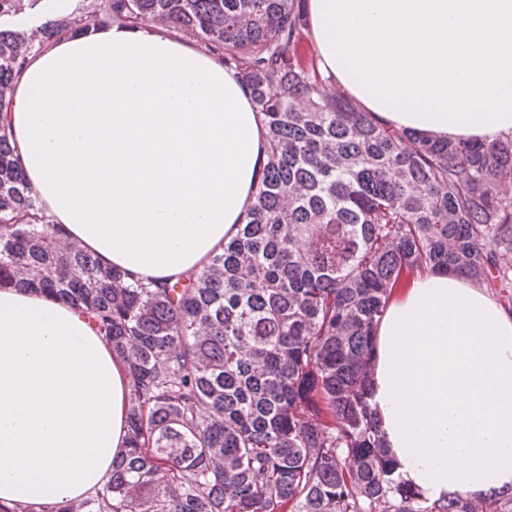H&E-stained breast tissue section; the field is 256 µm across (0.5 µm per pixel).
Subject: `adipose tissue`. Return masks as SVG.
Returning a JSON list of instances; mask_svg holds the SVG:
<instances>
[{"label":"adipose tissue","instance_id":"adipose-tissue-1","mask_svg":"<svg viewBox=\"0 0 512 512\" xmlns=\"http://www.w3.org/2000/svg\"><path fill=\"white\" fill-rule=\"evenodd\" d=\"M319 71L397 129L512 131V0H307ZM0 115L55 224L101 263L162 282L235 237L266 163L237 71L171 27L121 23L36 52ZM369 402L401 480L433 503L512 490V314L425 272L380 318ZM124 361L82 309L0 288V503L94 495L126 444Z\"/></svg>","mask_w":512,"mask_h":512}]
</instances>
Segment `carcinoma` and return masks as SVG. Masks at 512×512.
Segmentation results:
<instances>
[{
  "label": "carcinoma",
  "mask_w": 512,
  "mask_h": 512,
  "mask_svg": "<svg viewBox=\"0 0 512 512\" xmlns=\"http://www.w3.org/2000/svg\"><path fill=\"white\" fill-rule=\"evenodd\" d=\"M112 20L224 54L262 114L246 224L199 274L141 283L47 222L0 125V286L81 308L127 363L128 441L94 496L0 512H512V492L429 504L396 476L368 401L393 288L456 272L512 302V133L389 127L318 71L301 0H82L0 29V104L33 50Z\"/></svg>",
  "instance_id": "cac0c4a2"
}]
</instances>
